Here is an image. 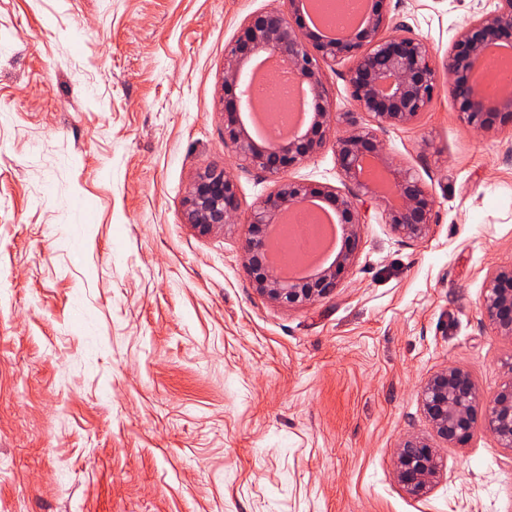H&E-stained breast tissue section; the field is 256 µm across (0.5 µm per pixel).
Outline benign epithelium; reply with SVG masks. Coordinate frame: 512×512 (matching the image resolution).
<instances>
[{
	"label": "benign epithelium",
	"mask_w": 512,
	"mask_h": 512,
	"mask_svg": "<svg viewBox=\"0 0 512 512\" xmlns=\"http://www.w3.org/2000/svg\"><path fill=\"white\" fill-rule=\"evenodd\" d=\"M387 0H373L360 27L342 39H326L307 28L301 17L290 20L280 9L249 15L234 40L224 48V144L258 172L276 177L305 162L326 144L332 113L323 103V70L349 62L345 79L353 111L340 113L346 133L333 142L345 191L306 182H277L246 220V266L256 289L273 302L308 304L329 295L353 265L361 226L371 211H380L395 235L409 244L429 239L436 200L420 176L388 161L380 133L404 126L426 111L441 89L448 90L460 119L477 132L490 130L497 119L512 121V89L484 96L474 78L477 59L486 46L512 41V0H497L495 10L469 20L457 33L443 67L433 48L406 24L388 28ZM271 56L295 74L314 113L309 126L273 148L258 144L248 133L242 106L249 77L247 64ZM366 115L369 123L360 122ZM375 159L391 173L399 202L390 204L364 174ZM320 198L342 216L343 250L334 262L310 280L281 278L266 258L267 229L285 212ZM184 215L200 234L235 224L238 199L233 179L221 167L197 174L184 200ZM480 309L484 323L512 340V262L496 265L482 284ZM505 380L490 398L478 390L465 370L450 366L431 374L421 387L423 412L438 437L450 445L465 443L480 427L498 445L512 450V352L501 361ZM440 471L439 458L427 440L411 435L397 453L396 477L410 495L424 497Z\"/></svg>",
	"instance_id": "benign-epithelium-1"
}]
</instances>
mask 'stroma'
Returning a JSON list of instances; mask_svg holds the SVG:
<instances>
[{"label":"stroma","mask_w":512,"mask_h":512,"mask_svg":"<svg viewBox=\"0 0 512 512\" xmlns=\"http://www.w3.org/2000/svg\"><path fill=\"white\" fill-rule=\"evenodd\" d=\"M280 4L0 0V512H512V451L481 430L434 440L427 497L395 478L431 374L504 380L480 297L512 261V124L475 133L443 91L388 129L433 233L374 215L313 304L257 291L243 225L185 220L206 167L245 216L274 188L224 145V48ZM495 6L386 4L441 55ZM283 177L341 184L329 146Z\"/></svg>","instance_id":"stroma-1"}]
</instances>
